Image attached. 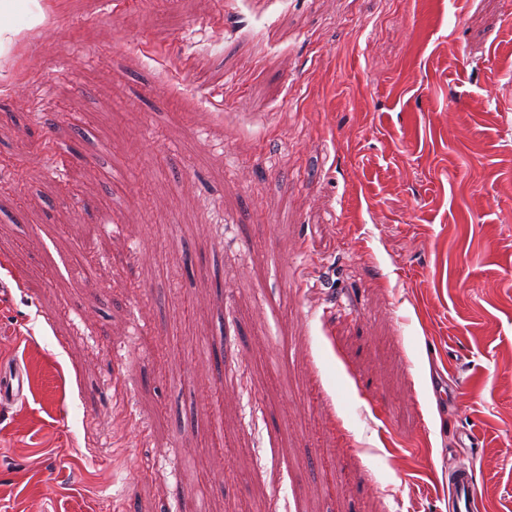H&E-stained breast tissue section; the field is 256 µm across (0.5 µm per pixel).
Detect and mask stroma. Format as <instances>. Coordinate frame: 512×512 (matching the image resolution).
Masks as SVG:
<instances>
[{"instance_id":"35a3bbf8","label":"stroma","mask_w":512,"mask_h":512,"mask_svg":"<svg viewBox=\"0 0 512 512\" xmlns=\"http://www.w3.org/2000/svg\"><path fill=\"white\" fill-rule=\"evenodd\" d=\"M35 16L0 46V512H449L457 449L512 512V0ZM25 380L20 369L15 368L8 376L0 372V403L15 404L25 398Z\"/></svg>"}]
</instances>
